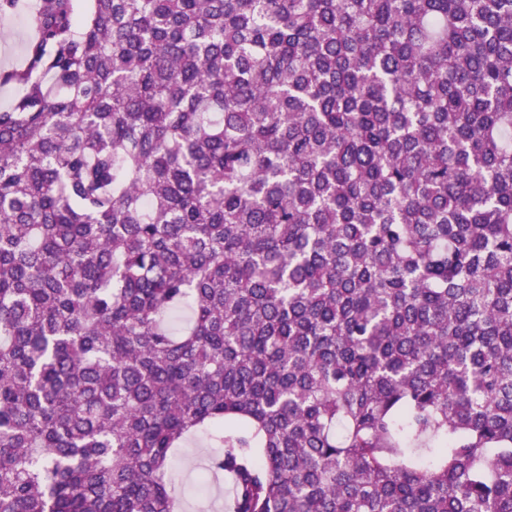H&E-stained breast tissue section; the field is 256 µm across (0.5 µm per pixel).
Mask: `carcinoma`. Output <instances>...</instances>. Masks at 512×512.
I'll return each mask as SVG.
<instances>
[{"instance_id":"obj_1","label":"carcinoma","mask_w":512,"mask_h":512,"mask_svg":"<svg viewBox=\"0 0 512 512\" xmlns=\"http://www.w3.org/2000/svg\"><path fill=\"white\" fill-rule=\"evenodd\" d=\"M33 23L0 72V512H181L201 432L227 512H512V0Z\"/></svg>"}]
</instances>
